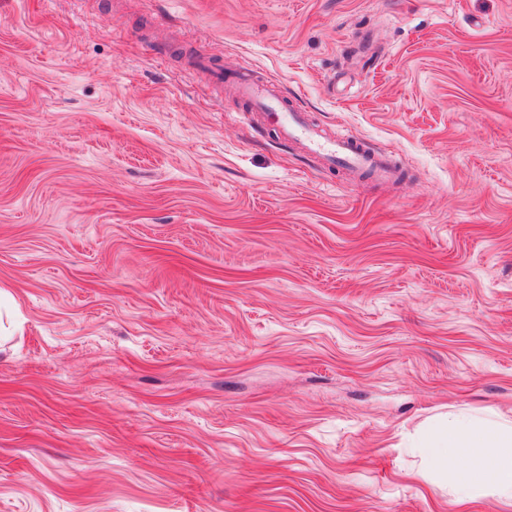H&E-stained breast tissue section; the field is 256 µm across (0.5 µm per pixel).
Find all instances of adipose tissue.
I'll list each match as a JSON object with an SVG mask.
<instances>
[{
	"instance_id": "1",
	"label": "adipose tissue",
	"mask_w": 512,
	"mask_h": 512,
	"mask_svg": "<svg viewBox=\"0 0 512 512\" xmlns=\"http://www.w3.org/2000/svg\"><path fill=\"white\" fill-rule=\"evenodd\" d=\"M417 451L458 505L481 497L512 504V420L450 416L427 429Z\"/></svg>"
}]
</instances>
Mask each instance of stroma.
<instances>
[{
  "label": "stroma",
  "instance_id": "stroma-1",
  "mask_svg": "<svg viewBox=\"0 0 512 512\" xmlns=\"http://www.w3.org/2000/svg\"><path fill=\"white\" fill-rule=\"evenodd\" d=\"M0 286V512H463L414 447L512 417V0H0ZM232 83L254 110L274 118L284 141L299 143L308 155L320 158L325 166L369 174L382 181L394 176L385 157L369 148L363 138L349 132L336 138L324 135L304 112L289 103L288 97L268 83L258 82L247 72L237 73Z\"/></svg>",
  "mask_w": 512,
  "mask_h": 512
}]
</instances>
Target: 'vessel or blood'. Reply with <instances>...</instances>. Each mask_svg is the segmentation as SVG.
Wrapping results in <instances>:
<instances>
[{
	"mask_svg": "<svg viewBox=\"0 0 512 512\" xmlns=\"http://www.w3.org/2000/svg\"><path fill=\"white\" fill-rule=\"evenodd\" d=\"M233 86L254 110L274 118L284 141L299 143L307 154L320 158L325 166L368 174L382 181L393 177L394 170L385 157L369 148L363 138L353 133L336 138L324 135L281 91L258 82L250 73L237 74Z\"/></svg>",
	"mask_w": 512,
	"mask_h": 512,
	"instance_id": "b4317fda",
	"label": "vessel or blood"
}]
</instances>
